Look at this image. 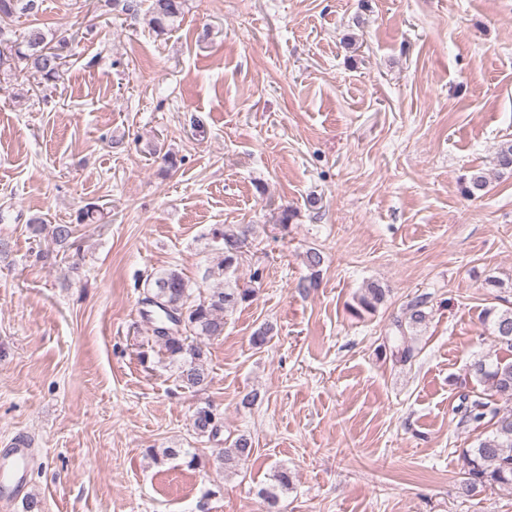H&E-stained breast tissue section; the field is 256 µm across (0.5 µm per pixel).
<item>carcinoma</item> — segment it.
<instances>
[{
  "instance_id": "obj_1",
  "label": "carcinoma",
  "mask_w": 512,
  "mask_h": 512,
  "mask_svg": "<svg viewBox=\"0 0 512 512\" xmlns=\"http://www.w3.org/2000/svg\"><path fill=\"white\" fill-rule=\"evenodd\" d=\"M40 5L41 0H0V20L16 15L34 16ZM185 6L186 0H151L146 14L148 25L157 33L173 28L183 16ZM70 41L67 32L46 31L36 24L29 26L19 40L0 39V74L55 86L64 80L63 52ZM494 169L500 174L512 173V140L498 146ZM487 186V173L477 169L465 178L462 193L471 198ZM28 229L36 241L47 236L62 248L74 246L71 239L75 227L71 224L51 226L45 218L34 216L29 219ZM244 244L245 231L237 224H219L212 229L208 274L220 280V286L210 289L208 295L198 301L192 299L190 281L176 267L149 275L145 280L142 303L150 305L153 318H145L143 322L154 342L179 365V378L187 388L201 387L208 379L204 352L189 341V336L218 338L224 335V313L256 294V288L234 287L229 279V272L238 263ZM387 294L388 289L371 283L357 296V304L372 313L385 303ZM423 305L421 300L409 303L404 322L398 324L402 335H408L425 322ZM486 317L490 318L494 341L512 349V307L493 308L487 311ZM468 375L485 387V396H474L470 405L458 411L459 424H485L491 427V433L479 439L476 447L463 450L466 461L463 488L468 493L487 487L512 490V409L498 406L500 401L512 403V360L478 357L470 363ZM221 422L222 417L209 405L197 407L192 415V429L199 436L216 437ZM251 454V438L240 434L229 446L216 449L214 460L228 471ZM291 483V474L282 469L273 475L272 484L258 491L267 506L266 512H273L280 494L288 491Z\"/></svg>"
}]
</instances>
